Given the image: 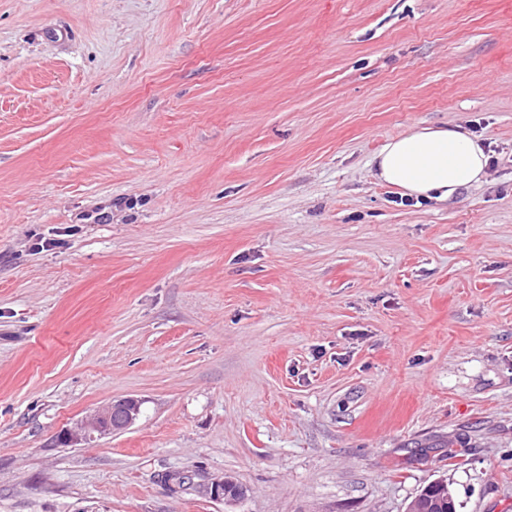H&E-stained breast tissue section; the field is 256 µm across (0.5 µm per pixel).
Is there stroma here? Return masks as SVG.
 <instances>
[{"label": "stroma", "mask_w": 512, "mask_h": 512, "mask_svg": "<svg viewBox=\"0 0 512 512\" xmlns=\"http://www.w3.org/2000/svg\"><path fill=\"white\" fill-rule=\"evenodd\" d=\"M415 125L485 181L401 203L371 160ZM439 478L512 512V0H0V512H407ZM140 413V402L135 398L111 401L74 428L62 434L67 443H79L123 432L135 424Z\"/></svg>", "instance_id": "35a3bbf8"}]
</instances>
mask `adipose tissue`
Returning a JSON list of instances; mask_svg holds the SVG:
<instances>
[{
  "instance_id": "adipose-tissue-1",
  "label": "adipose tissue",
  "mask_w": 512,
  "mask_h": 512,
  "mask_svg": "<svg viewBox=\"0 0 512 512\" xmlns=\"http://www.w3.org/2000/svg\"><path fill=\"white\" fill-rule=\"evenodd\" d=\"M489 157L461 126L411 127L373 158L375 177L421 200L451 201L480 185Z\"/></svg>"
}]
</instances>
